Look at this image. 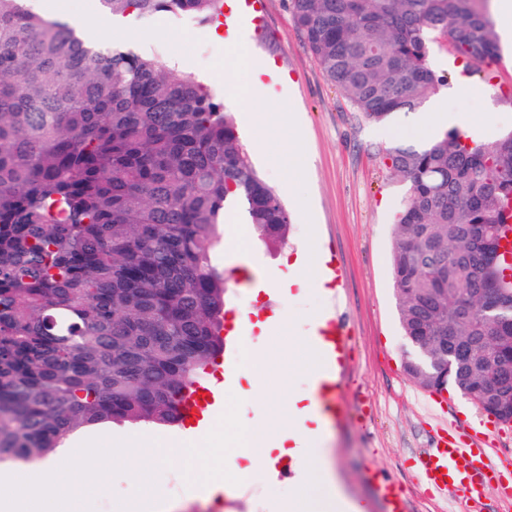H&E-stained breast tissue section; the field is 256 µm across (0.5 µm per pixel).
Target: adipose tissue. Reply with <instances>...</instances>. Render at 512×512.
<instances>
[{"label": "adipose tissue", "mask_w": 512, "mask_h": 512, "mask_svg": "<svg viewBox=\"0 0 512 512\" xmlns=\"http://www.w3.org/2000/svg\"><path fill=\"white\" fill-rule=\"evenodd\" d=\"M257 327L268 351L288 355L283 386H290L299 377H311L319 368L321 354L311 339H304L299 348L288 349L292 327L288 315L272 323L258 322ZM309 398L306 392L292 395L287 405L272 409L268 423L256 427L237 412L228 411L226 418L235 428L228 441L235 449L229 472L237 482L256 476L270 480L275 476V463L289 457L298 466L295 490L274 501L270 512H365L359 502L316 490L317 483H329L330 472L320 428L305 424ZM88 484L82 451H74L65 466L50 458L35 472L21 471L0 482V512H70L71 504L78 501Z\"/></svg>", "instance_id": "adipose-tissue-1"}]
</instances>
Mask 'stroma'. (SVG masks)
Instances as JSON below:
<instances>
[{
	"label": "stroma",
	"mask_w": 512,
	"mask_h": 512,
	"mask_svg": "<svg viewBox=\"0 0 512 512\" xmlns=\"http://www.w3.org/2000/svg\"><path fill=\"white\" fill-rule=\"evenodd\" d=\"M263 7L262 28L244 24L227 43L212 40L207 23L189 14L133 16L126 18L122 32L103 35L89 29L85 35L94 42L125 45L139 54L185 65L232 117L251 113L253 124L241 129L240 136L245 145L263 147V154L253 155V163L292 215L285 243L269 244L247 236L251 277L277 284L286 271L282 258L313 238L319 240L324 260L343 267L337 292L294 290L277 303L296 319L291 338L295 345L311 335V317L316 313L337 311L343 323L344 415L328 428L323 445L345 492L360 500L367 512H388L372 481L378 474L400 488L409 512H467L458 495L434 493L421 481L413 455L433 447L448 427L460 438H469L484 413L453 390L447 393V404L431 406L424 389L406 374L410 345L399 323L391 273L393 216L407 185L385 165L382 150L396 139L413 142L420 133L421 114L416 109L396 113L385 124L384 135H377L376 124L356 111L306 47L288 0H263ZM240 42L246 44L252 61L274 65V75L261 77L268 109L258 108L241 91L248 81L247 67L226 64ZM451 58L448 42L434 45L432 67L452 74L439 95L448 104L449 117L490 118L484 139L497 141L512 130V53L499 56L482 74L466 73L463 64H452ZM299 140L305 142L311 162L297 179L275 160L286 156ZM284 365V358L269 357L255 399L243 400L228 389L226 403L254 419L264 418L268 408L287 404L288 395L278 383ZM182 433L178 426L106 423L84 429L70 445L90 454L98 448L118 452L133 438L162 443L181 438ZM224 477V464L211 456L191 481L184 477L182 459H167L146 487L116 468L104 476V489L84 493L74 512H117V502L131 494L171 501V512H267L273 498L294 491L288 476L272 485L254 479L241 487L239 496L207 501L209 484Z\"/></svg>",
	"instance_id": "1"
}]
</instances>
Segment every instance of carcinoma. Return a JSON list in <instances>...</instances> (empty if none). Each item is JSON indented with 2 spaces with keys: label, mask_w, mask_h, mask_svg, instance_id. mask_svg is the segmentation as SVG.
Wrapping results in <instances>:
<instances>
[{
  "label": "carcinoma",
  "mask_w": 512,
  "mask_h": 512,
  "mask_svg": "<svg viewBox=\"0 0 512 512\" xmlns=\"http://www.w3.org/2000/svg\"><path fill=\"white\" fill-rule=\"evenodd\" d=\"M114 17L217 15V0H99ZM489 0H290L322 69L381 124L448 86L438 40L477 63L499 56ZM408 185L394 216L392 272L404 336L437 358L443 333L475 349L452 388L497 421L487 398L512 365V323L491 332L475 296L503 289L512 233V131L482 144L446 130L383 149ZM234 209L266 242L290 215L258 174L233 118L194 76L0 0V463L41 461L111 421L178 423L183 393L224 351L228 279L213 264ZM496 335L484 360L482 337Z\"/></svg>",
  "instance_id": "carcinoma-1"
}]
</instances>
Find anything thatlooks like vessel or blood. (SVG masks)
Here are the masks:
<instances>
[{"label":"vessel or blood","instance_id":"vessel-or-blood-1","mask_svg":"<svg viewBox=\"0 0 512 512\" xmlns=\"http://www.w3.org/2000/svg\"><path fill=\"white\" fill-rule=\"evenodd\" d=\"M236 9H225V22L248 18L254 25H261V0H235ZM315 341L325 359L310 390L312 411L315 417L335 418L336 400L345 387V339L335 320H327L315 332ZM219 388L201 382L189 390L183 401L187 415L201 426H209L214 417ZM418 469L427 487L438 493L460 494L469 508H477L484 493L495 484L501 468L491 460L488 447H473L460 441L444 438L437 448L420 458Z\"/></svg>","mask_w":512,"mask_h":512}]
</instances>
